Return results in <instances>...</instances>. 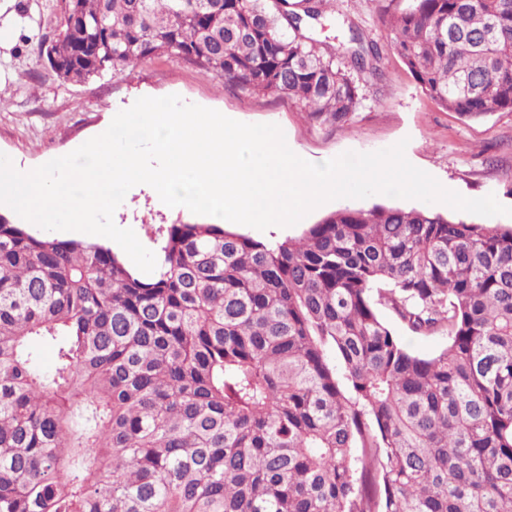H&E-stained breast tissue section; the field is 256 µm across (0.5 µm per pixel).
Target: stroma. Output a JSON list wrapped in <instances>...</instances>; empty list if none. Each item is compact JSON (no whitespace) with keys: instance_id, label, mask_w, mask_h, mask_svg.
Masks as SVG:
<instances>
[{"instance_id":"1","label":"stroma","mask_w":512,"mask_h":512,"mask_svg":"<svg viewBox=\"0 0 512 512\" xmlns=\"http://www.w3.org/2000/svg\"><path fill=\"white\" fill-rule=\"evenodd\" d=\"M61 0H0V153L15 168L32 169L64 156L108 128L114 112L138 98L179 95L184 102L224 113L244 123L280 126L289 148L319 163L347 151L374 152L406 141L405 156L442 186L467 198L495 195L512 207V112L466 121L430 99L390 45L377 21L375 0H336L331 20L314 25L317 39L332 38L341 55L352 48L351 30L363 44H376L377 77L363 90L361 107L345 125H322L284 95L245 93L222 78L171 55H158L123 75L81 82L61 80L38 57L61 24ZM346 198L326 202L291 227L264 231L235 225V232L259 240L299 235L308 225L349 206ZM118 227L131 228L143 245L162 224L198 223L201 215L159 206L150 189L135 186L115 210ZM380 317L408 349L430 356L448 344L446 335L411 332L391 309Z\"/></svg>"}]
</instances>
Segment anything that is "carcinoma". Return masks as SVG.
Here are the masks:
<instances>
[{
  "label": "carcinoma",
  "instance_id": "obj_1",
  "mask_svg": "<svg viewBox=\"0 0 512 512\" xmlns=\"http://www.w3.org/2000/svg\"><path fill=\"white\" fill-rule=\"evenodd\" d=\"M378 22L432 100L512 112V0ZM334 0H65L66 81L167 53L350 122ZM156 268L0 214V512H512V226L340 208L298 237L157 228ZM443 332L433 356L382 320ZM53 350L44 368L32 347Z\"/></svg>",
  "mask_w": 512,
  "mask_h": 512
}]
</instances>
